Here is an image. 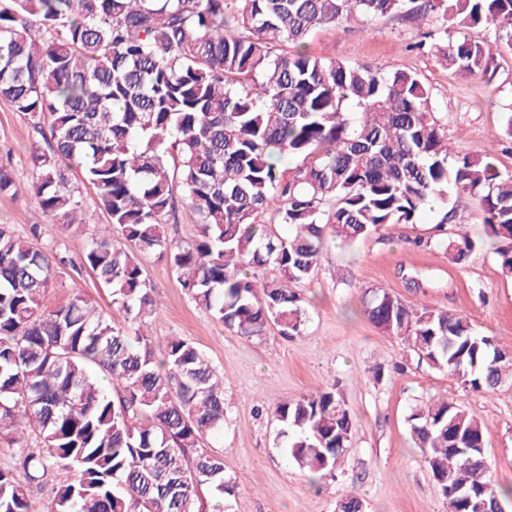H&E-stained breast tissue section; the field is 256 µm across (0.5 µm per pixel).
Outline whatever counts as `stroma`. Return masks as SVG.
I'll list each match as a JSON object with an SVG mask.
<instances>
[{
	"label": "stroma",
	"instance_id": "1",
	"mask_svg": "<svg viewBox=\"0 0 512 512\" xmlns=\"http://www.w3.org/2000/svg\"><path fill=\"white\" fill-rule=\"evenodd\" d=\"M439 17L419 24L398 19L354 18L323 28L310 38L312 52L325 59L413 71L430 86L433 107L450 148L474 155L496 149L501 171H512V137L505 136L512 108V52L496 49L488 72L460 78L430 54L414 50L424 36L438 33ZM37 137L29 120L0 100V146L13 150L15 176L33 179L29 160ZM448 224L441 211H424L417 223L383 227L350 247L327 243L319 268L303 287L308 320L302 336L289 339L270 328L247 338L224 327L186 295L165 260L141 258L155 286L156 310L148 317L155 341L179 336L195 342L224 375L226 419L213 445L224 452V466L237 482L228 512H334L350 491L364 512H447L421 449L410 439L407 418L415 408L446 399L472 411L488 429L485 457L499 485H512V380L487 394L419 360L404 341L376 329L363 312V295L383 289L408 303L426 302L467 315L475 329L512 350V279L502 275L496 245L487 237L483 215L471 199L449 194ZM0 224L19 230L41 227L43 241L63 243L72 260L46 293L55 305L73 295L94 297L101 307L111 296L90 269H73L87 235L61 234L31 198L0 196ZM462 234L478 247L462 265L448 262L443 244ZM430 241L415 248V239ZM422 273L428 285L406 287L401 269ZM335 384L355 419L344 461L335 478L312 486L276 443L270 412L279 403Z\"/></svg>",
	"mask_w": 512,
	"mask_h": 512
}]
</instances>
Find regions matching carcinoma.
Here are the masks:
<instances>
[{"label":"carcinoma","mask_w":512,"mask_h":512,"mask_svg":"<svg viewBox=\"0 0 512 512\" xmlns=\"http://www.w3.org/2000/svg\"><path fill=\"white\" fill-rule=\"evenodd\" d=\"M446 21L428 52L445 68L489 69L492 46L467 31L493 25L512 50V0H3L0 98L29 116L31 183L0 160V195L34 197L63 234L95 224L82 264L111 289L113 312L91 297L49 306L65 257L0 224V512H29L52 486L50 512H207L236 480L224 454L201 447L224 430V375L193 342L142 331L156 307L141 255L166 259L188 297L247 338L274 325L302 335L300 293L327 239L353 244L412 224L448 190L468 195L500 243L512 277V172L497 155L449 151L432 91L412 71L326 60L309 49L318 29L355 14L408 23ZM93 190V207L66 172ZM197 226L178 222L175 190ZM272 212L277 224L258 217ZM288 228L283 235L279 227ZM132 243L129 249L114 236ZM475 243L448 238V262ZM367 319L419 359L492 393L512 379V354L468 317L385 290ZM280 446L315 484L334 476L353 433L336 385L279 403ZM448 512H501L512 486L494 485L487 429L440 400L412 411ZM337 512H364L355 493Z\"/></svg>","instance_id":"cac0c4a2"}]
</instances>
